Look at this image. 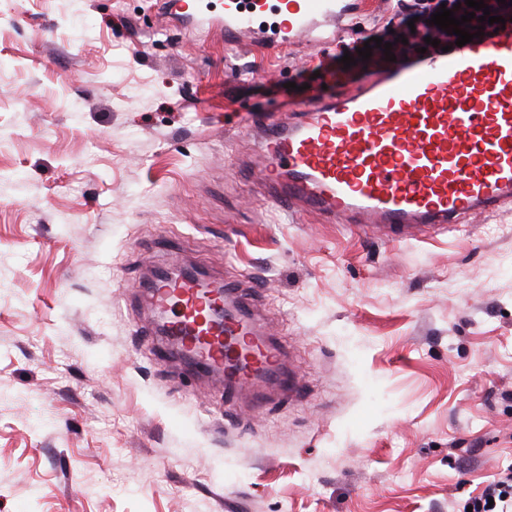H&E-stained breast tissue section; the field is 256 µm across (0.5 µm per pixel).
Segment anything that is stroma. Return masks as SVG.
Returning a JSON list of instances; mask_svg holds the SVG:
<instances>
[{
    "mask_svg": "<svg viewBox=\"0 0 512 512\" xmlns=\"http://www.w3.org/2000/svg\"><path fill=\"white\" fill-rule=\"evenodd\" d=\"M163 0H0V512H467L512 468V203L416 240L284 213L237 115L333 94ZM234 282L303 384L232 400L162 357L145 286Z\"/></svg>",
    "mask_w": 512,
    "mask_h": 512,
    "instance_id": "1",
    "label": "stroma"
}]
</instances>
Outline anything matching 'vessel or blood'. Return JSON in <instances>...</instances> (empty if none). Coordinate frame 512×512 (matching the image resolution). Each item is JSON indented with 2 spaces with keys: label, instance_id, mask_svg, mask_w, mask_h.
<instances>
[{
  "label": "vessel or blood",
  "instance_id": "vessel-or-blood-1",
  "mask_svg": "<svg viewBox=\"0 0 512 512\" xmlns=\"http://www.w3.org/2000/svg\"><path fill=\"white\" fill-rule=\"evenodd\" d=\"M279 42L337 16L335 0H278ZM224 36L254 32L251 0H225ZM274 200L300 202L342 224L389 227L405 239L512 200V26L450 52L386 65L336 95L300 108L296 121L260 126ZM164 333L199 348L198 372L223 371L232 396L258 395L279 377L278 354L252 344L247 367L228 371L229 336H252L249 308L232 289L209 295L200 278L164 276L149 292Z\"/></svg>",
  "mask_w": 512,
  "mask_h": 512
}]
</instances>
